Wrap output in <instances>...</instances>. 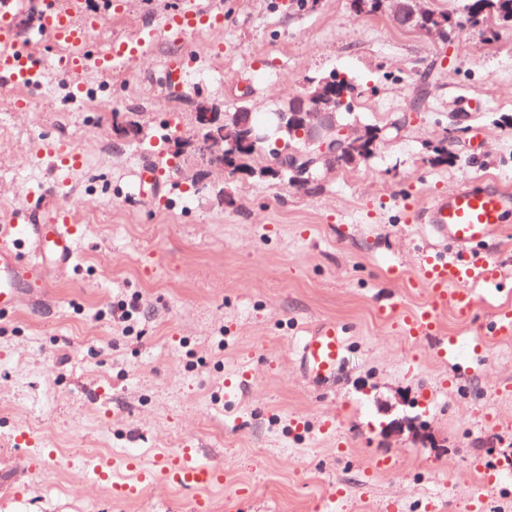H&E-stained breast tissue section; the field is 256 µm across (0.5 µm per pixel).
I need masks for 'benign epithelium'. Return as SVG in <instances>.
<instances>
[{"label": "benign epithelium", "mask_w": 512, "mask_h": 512, "mask_svg": "<svg viewBox=\"0 0 512 512\" xmlns=\"http://www.w3.org/2000/svg\"><path fill=\"white\" fill-rule=\"evenodd\" d=\"M391 3L394 19L405 25H414L423 31H439L436 15L419 6V0H380L378 6ZM304 105L296 112H274L266 123H249L240 112H222L202 101L195 112L196 128L221 129V134L207 137L204 162L208 167L224 170V143L257 147L268 146L275 162L269 166L268 176L276 178L283 172L292 173L299 181L317 163L336 165V158L346 155L357 159L351 145L354 135L346 131L336 118V98L319 89L303 97ZM115 136L122 140H136L142 128L112 120ZM304 137L305 144L313 151L290 152L286 148L288 137Z\"/></svg>", "instance_id": "1"}]
</instances>
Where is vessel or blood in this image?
<instances>
[{
	"instance_id": "obj_1",
	"label": "vessel or blood",
	"mask_w": 512,
	"mask_h": 512,
	"mask_svg": "<svg viewBox=\"0 0 512 512\" xmlns=\"http://www.w3.org/2000/svg\"><path fill=\"white\" fill-rule=\"evenodd\" d=\"M34 11L36 22L30 40H22L15 29L16 17ZM103 20L102 13L86 8L85 0H0V84L28 88L41 75L44 63L35 45L49 42L66 48L61 72L80 80L86 75L101 77L121 67L131 54L146 50L144 38L90 51V36ZM222 14L194 4L173 14L161 15L158 30L168 38H182L203 27L219 28ZM512 211V193L461 186L434 199L425 208L431 226L430 241L423 251V277L431 290L429 305L406 322L410 333L430 332L437 313L447 307L468 315L481 290L495 284L500 271L480 249L495 237L506 213ZM11 238L0 236V310L16 308L21 298H33L36 290L48 287L45 267H68L75 255V237L70 215L53 209L48 220L15 224ZM451 244L447 254L440 242ZM346 342L342 327L333 321L319 322L300 340L298 362L312 379L335 374L344 358ZM223 472L215 465H189L180 453L162 455L157 468L142 472L137 481H114L118 498L136 497L143 484L160 479L178 487L199 490L221 481Z\"/></svg>"
}]
</instances>
